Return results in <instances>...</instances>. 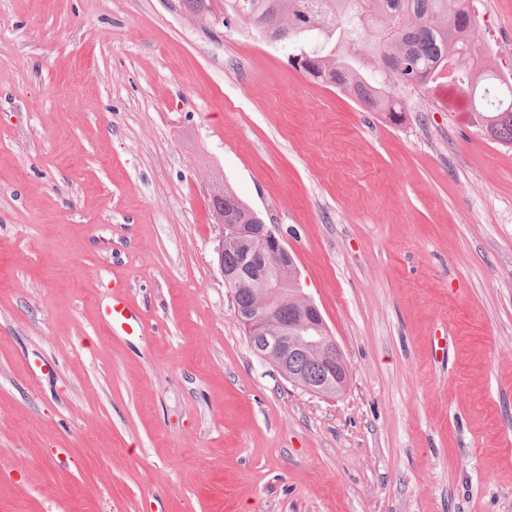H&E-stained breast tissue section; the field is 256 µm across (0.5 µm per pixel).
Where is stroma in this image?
Returning a JSON list of instances; mask_svg holds the SVG:
<instances>
[{
  "instance_id": "stroma-1",
  "label": "stroma",
  "mask_w": 512,
  "mask_h": 512,
  "mask_svg": "<svg viewBox=\"0 0 512 512\" xmlns=\"http://www.w3.org/2000/svg\"><path fill=\"white\" fill-rule=\"evenodd\" d=\"M472 9L512 78V0ZM212 11L0 0V512H512V147L455 86L396 124ZM216 180L292 254L341 394L250 351ZM104 316L106 322L112 326V331L120 329L125 334H133L141 330L139 316L129 308L121 295L112 297V301L105 308Z\"/></svg>"
}]
</instances>
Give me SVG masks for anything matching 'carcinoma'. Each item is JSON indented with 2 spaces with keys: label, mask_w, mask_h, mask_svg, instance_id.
Here are the masks:
<instances>
[{
  "label": "carcinoma",
  "mask_w": 512,
  "mask_h": 512,
  "mask_svg": "<svg viewBox=\"0 0 512 512\" xmlns=\"http://www.w3.org/2000/svg\"><path fill=\"white\" fill-rule=\"evenodd\" d=\"M466 0H224V13L274 41L294 46L302 71L334 86L366 112L392 121L407 111L404 94L423 91L451 72L476 101L475 126L512 146V81L489 71ZM224 215L253 224L254 212L229 188ZM283 314L301 298L289 283L277 295Z\"/></svg>",
  "instance_id": "carcinoma-1"
}]
</instances>
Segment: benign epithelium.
I'll use <instances>...</instances> for the list:
<instances>
[{"label":"benign epithelium","instance_id":"1","mask_svg":"<svg viewBox=\"0 0 512 512\" xmlns=\"http://www.w3.org/2000/svg\"><path fill=\"white\" fill-rule=\"evenodd\" d=\"M219 225L216 246L218 269L224 284L234 288H252L259 264L252 244L260 242L265 252L277 257L273 266L262 268V287L271 292L279 287L283 276L300 288L291 254L271 224H230L224 214H215ZM236 253L234 266L224 265V254ZM288 318L280 306L263 299L248 308L233 307V316L246 334L260 340L266 360L276 366L291 383L299 381L307 390L322 395L332 388L340 389L346 382L348 366L340 346L328 332L318 306L308 297Z\"/></svg>","mask_w":512,"mask_h":512}]
</instances>
